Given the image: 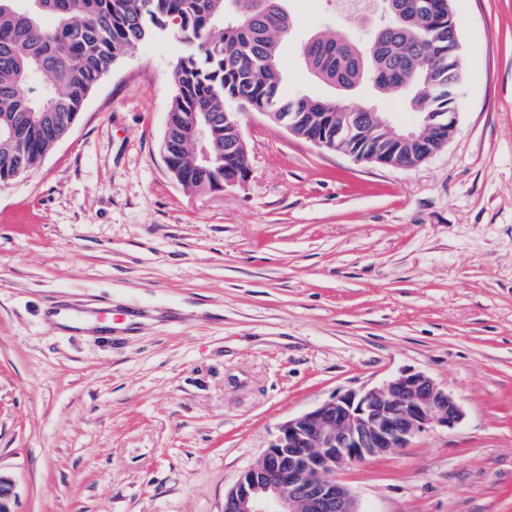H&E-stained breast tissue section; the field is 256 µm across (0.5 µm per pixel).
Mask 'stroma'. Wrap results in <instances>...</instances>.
<instances>
[{
  "instance_id": "1",
  "label": "stroma",
  "mask_w": 512,
  "mask_h": 512,
  "mask_svg": "<svg viewBox=\"0 0 512 512\" xmlns=\"http://www.w3.org/2000/svg\"><path fill=\"white\" fill-rule=\"evenodd\" d=\"M302 49L369 22L288 0ZM456 129L413 168L238 111L250 174L189 192L162 139L181 45L142 43L0 182V473L11 512H223L280 424L405 371L462 421L346 467L360 512H512V0H454ZM106 302L120 319L96 325Z\"/></svg>"
}]
</instances>
